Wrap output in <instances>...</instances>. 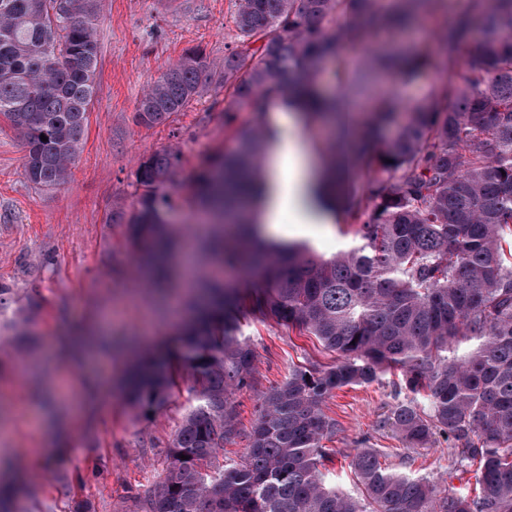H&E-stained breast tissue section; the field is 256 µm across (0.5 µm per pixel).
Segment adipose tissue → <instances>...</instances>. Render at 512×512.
I'll return each mask as SVG.
<instances>
[{
	"mask_svg": "<svg viewBox=\"0 0 512 512\" xmlns=\"http://www.w3.org/2000/svg\"><path fill=\"white\" fill-rule=\"evenodd\" d=\"M267 123L275 140L268 161L269 193L258 216L265 234L278 233V215L287 205L298 211L303 223H333L332 213L315 201L318 150L303 135L297 112H285L278 106H271Z\"/></svg>",
	"mask_w": 512,
	"mask_h": 512,
	"instance_id": "adipose-tissue-1",
	"label": "adipose tissue"
}]
</instances>
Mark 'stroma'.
<instances>
[{"label": "stroma", "instance_id": "obj_1", "mask_svg": "<svg viewBox=\"0 0 512 512\" xmlns=\"http://www.w3.org/2000/svg\"><path fill=\"white\" fill-rule=\"evenodd\" d=\"M234 9L235 0H103L98 90L83 149L63 187L30 183L19 135L0 125V284L12 290L9 317L35 334L34 344L22 349L11 330L0 332V415L9 419L0 455H12L28 484L13 501L14 512H72L79 502L87 512H136L138 500L159 481L164 452L194 402L185 379L166 407L145 418L115 389L132 363L119 344H139L147 317L150 343L170 334L168 301L180 295L181 283L173 281L161 293L145 288L127 226L106 218L113 207L135 203L140 158L173 148L181 153V169L170 191L181 204L170 222L184 238L201 239L194 174L210 155L235 150V134L253 126L255 108L241 109L234 125L226 126L224 93L209 84L192 108L164 124L138 125L135 112L147 87L186 51L200 48L223 63L237 40ZM281 224V240L309 241L326 258L356 239L354 227L342 220L308 229L287 210ZM244 335L255 354V374L252 386L233 396L239 433L224 445L232 459L246 453L265 393L295 366L334 359L314 337L269 318L252 319ZM393 381L388 375L346 387L327 400L324 411L337 424L330 442L336 450L333 483L357 493L351 455L386 448L385 464L428 477L442 493L474 488L472 468L450 467L445 441L405 461L400 439L382 425L396 401ZM101 389L109 392L101 408L64 424L71 397Z\"/></svg>", "mask_w": 512, "mask_h": 512}]
</instances>
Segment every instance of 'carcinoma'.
I'll return each instance as SVG.
<instances>
[{
    "label": "carcinoma",
    "instance_id": "carcinoma-1",
    "mask_svg": "<svg viewBox=\"0 0 512 512\" xmlns=\"http://www.w3.org/2000/svg\"><path fill=\"white\" fill-rule=\"evenodd\" d=\"M100 9L101 0H0V119L23 139V175L36 186L65 184L81 152ZM445 12V0H235L239 45L224 71L190 50L138 101L136 122L160 125L215 76L228 121L278 100L303 105L308 124L341 126L342 99L318 82L341 47L363 50L355 67L336 70L360 94L378 73L411 84L453 69L473 25L484 30L461 83L442 79L408 105L379 95L355 123L361 138L349 163L325 173L317 197L358 226L355 247L324 259L303 241L261 233L245 205L263 191L273 134L261 124L199 169L195 204L215 224L208 253L248 278L243 297L199 281L210 308L177 325L173 348L142 359L126 380V399L145 418L171 401L179 373L195 393L142 512H512V0H467L449 23ZM419 24L438 31L434 57L366 46L375 30ZM180 163L172 148L142 157L137 205L107 218L129 226L156 285L170 279L165 255L185 246L168 220ZM250 315L315 337L336 361L294 367L263 396L247 453L226 459L224 443L237 434L230 396L255 373L243 333ZM386 373L398 374L403 399L382 426L415 452L444 438L454 466L475 467L474 494L440 496L427 478L382 466L376 448L357 449L349 463L361 496L329 481L334 451L324 442L336 421L325 402Z\"/></svg>",
    "mask_w": 512,
    "mask_h": 512
}]
</instances>
